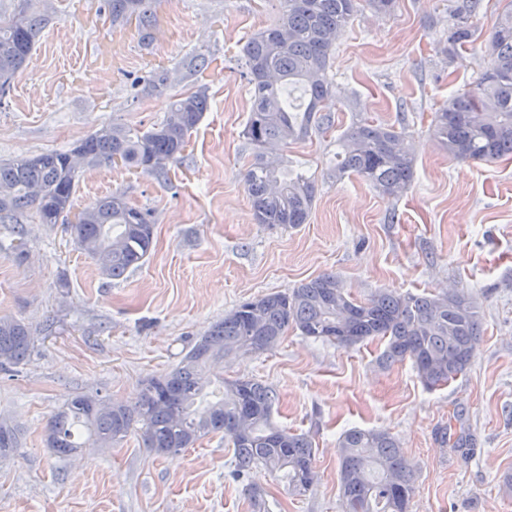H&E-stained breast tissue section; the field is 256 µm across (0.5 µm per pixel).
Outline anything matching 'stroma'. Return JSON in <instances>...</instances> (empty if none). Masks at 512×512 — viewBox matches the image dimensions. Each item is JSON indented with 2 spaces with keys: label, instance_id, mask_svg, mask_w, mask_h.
<instances>
[{
  "label": "stroma",
  "instance_id": "1",
  "mask_svg": "<svg viewBox=\"0 0 512 512\" xmlns=\"http://www.w3.org/2000/svg\"><path fill=\"white\" fill-rule=\"evenodd\" d=\"M164 2L154 27L129 23L117 54L93 70L80 56L111 30L106 0H40L51 21L0 98L4 162L70 150L107 125L146 130L175 95L203 87L209 96L167 177L112 164L79 177L75 207L121 191L155 219L149 256L123 279L103 277L63 225L31 211L0 223V317L21 320L34 337L18 374L0 372V416L20 431L19 447L0 461V512H251V486L265 492L269 512H341L338 442L353 428L398 441L416 473L408 512H512V158H451L429 130L432 112L488 66L479 43L441 52L462 0H399L394 13L363 10L341 32L329 70L335 128L280 157L283 170L316 178L310 221L296 228L255 223L243 182L252 93L241 48L280 16L282 0ZM162 70L171 80L153 88ZM362 118L394 126L412 146L415 177L400 198L328 174L341 131ZM326 272L360 300L382 288L468 291L482 336L466 373L434 390L412 362L381 367L383 342L342 347L296 330L271 351L216 364L224 377L271 385L274 421L311 436L317 479L306 495H289L261 466L233 477L219 434L162 457L136 427L109 448L68 457L46 448L49 418L73 397L134 403L142 380L175 368L238 304ZM444 432L466 434L467 452L443 446Z\"/></svg>",
  "mask_w": 512,
  "mask_h": 512
}]
</instances>
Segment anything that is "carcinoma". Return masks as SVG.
Wrapping results in <instances>:
<instances>
[{"mask_svg": "<svg viewBox=\"0 0 512 512\" xmlns=\"http://www.w3.org/2000/svg\"><path fill=\"white\" fill-rule=\"evenodd\" d=\"M151 0H109L112 22L136 17L141 26L155 23ZM0 23V97L9 88L50 17L29 10ZM389 14L398 0H283V11L270 27L243 46L246 78L253 105L243 136L253 162L244 175L257 224L295 228L309 223L316 181L303 173L288 175L274 160L292 142L334 125L328 109L336 96L328 71L340 31L363 7ZM482 0H464L448 26L452 56L476 42L474 19ZM490 66L472 89L458 92L434 112L432 134L449 156L493 162L512 156V9L504 12L485 40ZM304 94V109L292 111L287 89ZM208 108L202 91L174 100L163 121L148 130L103 127L68 152L41 153L0 162V221L36 210L42 224H67L80 248L100 273L118 280L143 264L154 237L151 213L114 193L74 211L79 170L120 162L161 177L168 165L184 158L191 132ZM342 152L333 168L371 183L398 198L414 180L415 156L392 126L361 120L341 137ZM323 343L355 346L368 339L385 341L382 362L407 359L423 384L435 389L465 372L481 336V317L473 298L452 290L439 295L400 294L380 289L357 302L334 273H323L289 292H272L240 303L213 324L172 371L147 378L132 405L77 395L50 419L46 447L59 456L80 448H110L134 424L141 425L145 448L167 455L192 448L216 433L232 445L234 467L243 474L263 465L285 479L288 492L303 495L314 485L312 440L276 426V393L249 377L221 380L214 394L208 367L232 353L256 354L274 348L288 328ZM33 345L30 328L0 317V368L22 364ZM19 445V431L0 419V454ZM342 512H407L415 490V472L389 433L351 429L340 441Z\"/></svg>", "mask_w": 512, "mask_h": 512, "instance_id": "1", "label": "carcinoma"}]
</instances>
